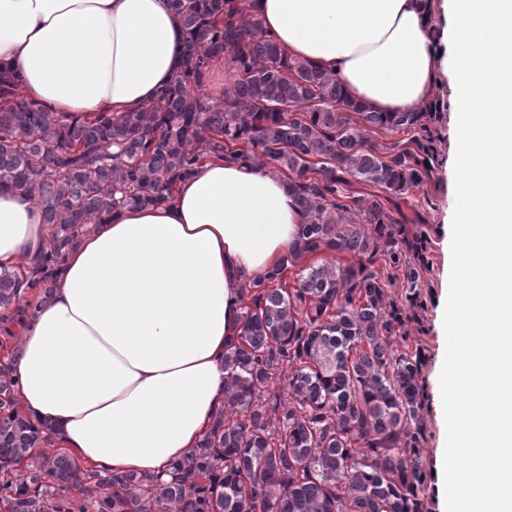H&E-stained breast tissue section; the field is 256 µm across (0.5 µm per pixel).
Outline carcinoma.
Instances as JSON below:
<instances>
[{
  "instance_id": "cac0c4a2",
  "label": "carcinoma",
  "mask_w": 512,
  "mask_h": 512,
  "mask_svg": "<svg viewBox=\"0 0 512 512\" xmlns=\"http://www.w3.org/2000/svg\"><path fill=\"white\" fill-rule=\"evenodd\" d=\"M172 5L185 31L177 76L138 112L60 116L0 72V189L41 205L49 229L33 267L0 272V309L29 290L47 298L93 225L171 199L203 160L242 156L281 174L304 222L288 263L245 286L241 334L224 355V410L168 481L102 479L61 450L34 452L50 426L20 412L18 380L0 364V503L7 512H424L418 353L397 348L411 317L374 267H399L415 241L385 204L351 190L354 179L398 195L422 183L420 138L414 150H380L365 133L414 132L424 113L347 101L336 75L288 58L259 18L226 13L224 0ZM220 55L230 78L215 102L195 88ZM326 252L357 263L307 261ZM420 271L403 268L410 302ZM72 490L88 506L74 508Z\"/></svg>"
}]
</instances>
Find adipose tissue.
Instances as JSON below:
<instances>
[{"label": "adipose tissue", "mask_w": 512, "mask_h": 512, "mask_svg": "<svg viewBox=\"0 0 512 512\" xmlns=\"http://www.w3.org/2000/svg\"><path fill=\"white\" fill-rule=\"evenodd\" d=\"M259 18L290 58L338 78L374 112H411L441 77L460 113L458 234L444 381L502 392L495 436L481 412L453 423L455 492L465 460L512 447V0H225ZM443 26H436L435 16ZM184 30L171 0H0V68L53 112H133L174 80ZM303 215L284 178L208 161L173 198L110 216L63 258L49 299L20 330L22 409L88 468L168 476L224 407V354L241 332L243 286L286 259ZM42 209L0 191V270L35 257Z\"/></svg>", "instance_id": "1"}]
</instances>
